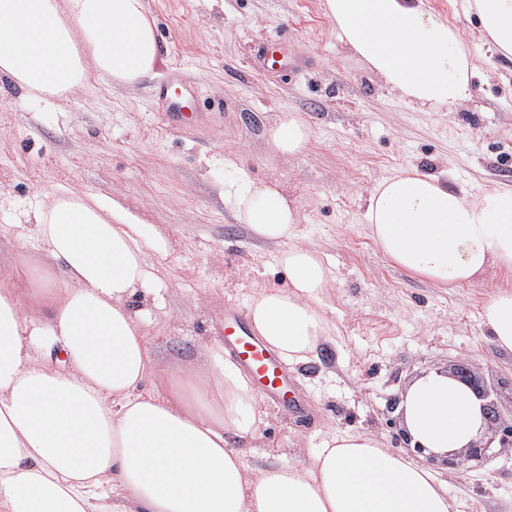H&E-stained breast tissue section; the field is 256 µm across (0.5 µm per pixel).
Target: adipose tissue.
Wrapping results in <instances>:
<instances>
[{"label": "adipose tissue", "mask_w": 512, "mask_h": 512, "mask_svg": "<svg viewBox=\"0 0 512 512\" xmlns=\"http://www.w3.org/2000/svg\"><path fill=\"white\" fill-rule=\"evenodd\" d=\"M341 43L408 104L452 111L477 67L460 27L427 0H324ZM492 55L512 56V0H470ZM146 0H0V77L50 101L88 76L133 85L157 72ZM266 137L303 153L308 123L287 113ZM228 200L259 242L279 246L286 287L259 289L249 322L290 366L316 358L333 327L321 296L331 272L299 236L300 213L277 184L243 178ZM366 220L383 256L440 288L512 273V189L473 194L415 169L382 179ZM14 245L0 278V512H455L432 475L368 431L333 432L301 465L255 466L231 437L266 412L250 377L207 348L208 370L158 373L130 302L160 284L147 263L165 239L114 199L66 191L29 224L0 226ZM44 250L47 270L33 268ZM491 343L512 352V287L482 306ZM413 441L450 454L481 438L480 402L447 373L412 381L402 401Z\"/></svg>", "instance_id": "1"}]
</instances>
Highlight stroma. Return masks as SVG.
Here are the masks:
<instances>
[{
  "label": "stroma",
  "mask_w": 512,
  "mask_h": 512,
  "mask_svg": "<svg viewBox=\"0 0 512 512\" xmlns=\"http://www.w3.org/2000/svg\"><path fill=\"white\" fill-rule=\"evenodd\" d=\"M162 63L129 87L90 79L66 101L31 99L0 78V225L22 221L43 192L108 195L165 238L148 262L165 286L162 304L136 299L160 370L207 368L204 347L223 344L224 304L248 306L286 282L277 246L256 242L224 200L240 172L277 183L297 204L302 238L322 253L332 281L321 310L336 332L309 363L288 373L287 413L265 403L252 460L301 464L329 429L370 430L404 451L390 399L428 372L471 362L479 382L512 396V353L492 348L481 322L491 288H438L394 266L366 224L371 187L414 167L474 193L512 187V60L492 59L468 0H429L462 28L480 68L455 112L401 101L336 36L321 0H147ZM288 42L279 66L260 46ZM195 88L204 113L183 135L165 128L153 86L171 66ZM296 112L313 136L299 155L269 158L266 129ZM458 512H512V450L480 463L416 455Z\"/></svg>",
  "instance_id": "stroma-1"
}]
</instances>
